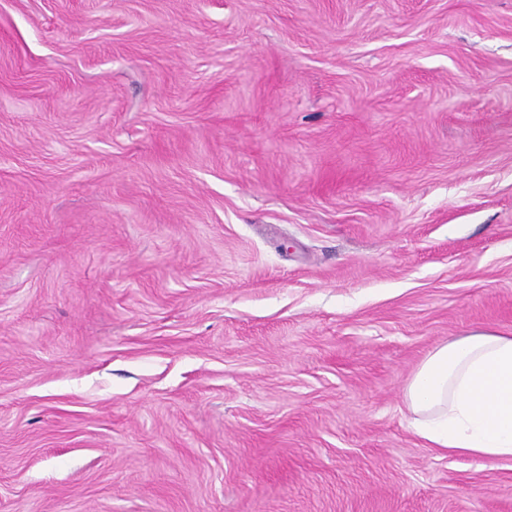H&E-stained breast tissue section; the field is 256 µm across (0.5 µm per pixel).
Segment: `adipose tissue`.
<instances>
[{
  "label": "adipose tissue",
  "instance_id": "1",
  "mask_svg": "<svg viewBox=\"0 0 512 512\" xmlns=\"http://www.w3.org/2000/svg\"><path fill=\"white\" fill-rule=\"evenodd\" d=\"M404 401L415 433L440 453L512 460V336L481 333L436 347Z\"/></svg>",
  "mask_w": 512,
  "mask_h": 512
}]
</instances>
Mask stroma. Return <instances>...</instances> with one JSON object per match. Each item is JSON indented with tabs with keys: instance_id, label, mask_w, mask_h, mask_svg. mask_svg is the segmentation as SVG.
Instances as JSON below:
<instances>
[{
	"instance_id": "obj_1",
	"label": "stroma",
	"mask_w": 512,
	"mask_h": 512,
	"mask_svg": "<svg viewBox=\"0 0 512 512\" xmlns=\"http://www.w3.org/2000/svg\"><path fill=\"white\" fill-rule=\"evenodd\" d=\"M512 336V0H0V512H512L406 384Z\"/></svg>"
}]
</instances>
